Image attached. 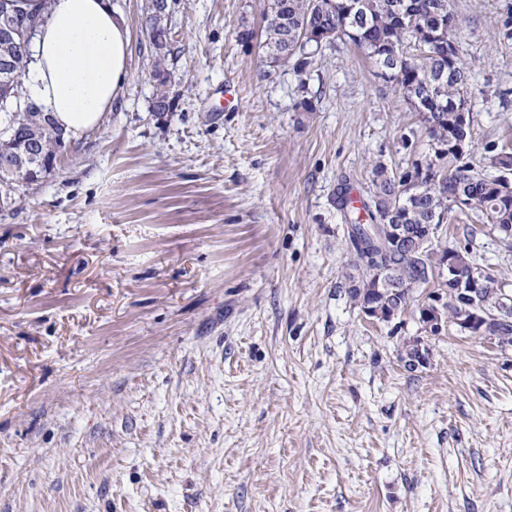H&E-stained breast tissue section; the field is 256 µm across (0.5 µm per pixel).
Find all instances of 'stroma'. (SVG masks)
Returning <instances> with one entry per match:
<instances>
[{"instance_id": "1", "label": "stroma", "mask_w": 512, "mask_h": 512, "mask_svg": "<svg viewBox=\"0 0 512 512\" xmlns=\"http://www.w3.org/2000/svg\"><path fill=\"white\" fill-rule=\"evenodd\" d=\"M112 4L117 101L0 207V512H512V348L342 288L337 193L429 156L418 114L347 43L267 66V0H172L157 113L146 0ZM448 7L486 166L512 151V0ZM471 235L512 281L496 238L438 233Z\"/></svg>"}]
</instances>
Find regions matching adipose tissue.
<instances>
[{
  "mask_svg": "<svg viewBox=\"0 0 512 512\" xmlns=\"http://www.w3.org/2000/svg\"><path fill=\"white\" fill-rule=\"evenodd\" d=\"M25 85L66 136L98 125L128 71L129 33L110 0H52Z\"/></svg>",
  "mask_w": 512,
  "mask_h": 512,
  "instance_id": "obj_1",
  "label": "adipose tissue"
}]
</instances>
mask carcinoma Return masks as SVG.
I'll list each match as a JSON object with an SVG mask.
<instances>
[{
    "label": "carcinoma",
    "instance_id": "cac0c4a2",
    "mask_svg": "<svg viewBox=\"0 0 512 512\" xmlns=\"http://www.w3.org/2000/svg\"><path fill=\"white\" fill-rule=\"evenodd\" d=\"M25 2L11 0V13L33 23L46 20L51 0H42L39 11L28 10ZM169 11L166 2L158 11L146 10L145 15V26L157 50L152 63L157 112L171 108L167 90L171 73L166 64L171 41ZM446 21L448 0H270L265 15L266 46L274 63H291L303 74L323 45L337 40L353 44L384 71V80L392 83L421 115L433 142L429 159H415L399 171L390 172L381 164L372 169L370 197L362 203L366 222L352 218L348 229L351 266L359 272L357 277L347 275L345 292L352 304L363 313L372 311L369 318L389 323L414 302L424 332L433 330L432 321L438 312L448 325L470 336L477 335V330L469 329V322L479 306L487 318L488 334L500 345H512V321L495 319L505 301V279L482 264L473 240L439 250L429 242L418 250L410 241L399 250L384 251L370 236L372 223L378 221L404 224L416 237L425 238L429 228L440 230L448 214L457 211L471 223L489 227L493 235L497 226L512 228V191L504 195L501 190L502 176L512 178V153L497 154L491 162L495 172L491 173L473 161L472 153L464 156L456 150L454 114L460 107H469L465 84L458 82L457 76L467 73V66L458 48L448 52L435 44L445 35ZM18 79L17 84L0 80V99L6 96L21 105L31 101L21 83L23 75ZM438 80L443 81L441 96L436 100L423 97L425 86ZM4 127L14 150L32 152L28 172L22 177L0 166V191L10 195L23 184L39 181L46 166L56 161L62 130L51 118L36 124L34 113L21 107L0 112V129ZM367 249L379 254V264L385 268L384 286L377 283L373 261L365 255ZM450 250L456 251L463 262L483 266L487 284L478 302L464 299L434 276L433 269ZM429 285L443 297L439 311L423 299L414 301V290Z\"/></svg>",
    "mask_w": 512,
    "mask_h": 512
}]
</instances>
